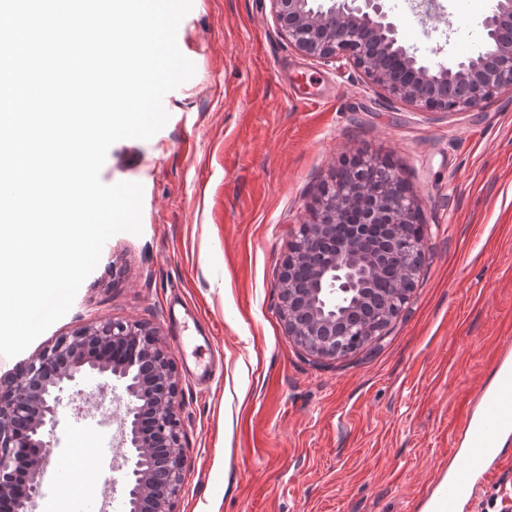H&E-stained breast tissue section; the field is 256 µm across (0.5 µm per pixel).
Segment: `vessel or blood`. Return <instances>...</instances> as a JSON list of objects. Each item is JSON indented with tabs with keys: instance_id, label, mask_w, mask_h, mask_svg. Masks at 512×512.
Here are the masks:
<instances>
[{
	"instance_id": "1",
	"label": "vessel or blood",
	"mask_w": 512,
	"mask_h": 512,
	"mask_svg": "<svg viewBox=\"0 0 512 512\" xmlns=\"http://www.w3.org/2000/svg\"><path fill=\"white\" fill-rule=\"evenodd\" d=\"M494 384L479 396L480 411L461 425L460 462L435 482L436 512H461L472 498L476 478L488 474L501 455L497 448L512 435V356L500 352L494 361Z\"/></svg>"
}]
</instances>
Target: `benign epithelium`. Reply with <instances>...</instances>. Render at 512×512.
Here are the masks:
<instances>
[{
	"instance_id": "7a95c632",
	"label": "benign epithelium",
	"mask_w": 512,
	"mask_h": 512,
	"mask_svg": "<svg viewBox=\"0 0 512 512\" xmlns=\"http://www.w3.org/2000/svg\"><path fill=\"white\" fill-rule=\"evenodd\" d=\"M278 30L305 56L346 63L389 98L422 112L455 114L512 93V0H495L482 49L454 63H426L405 44L384 0H272ZM351 181L324 187L280 263L278 311L295 342L319 358L352 348L350 336H381L408 303L425 242L416 201L387 162L360 152L343 163ZM344 225L336 235V225ZM398 246L393 294L372 289L382 236ZM308 277L302 278V269ZM105 377L126 399L119 432L124 512H177L188 465L174 410L178 381L157 332L136 322H87L0 376V512H36L52 463L51 437L67 406L79 412L80 383Z\"/></svg>"
}]
</instances>
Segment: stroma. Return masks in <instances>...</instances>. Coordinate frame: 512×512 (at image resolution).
I'll return each mask as SVG.
<instances>
[{"label":"stroma","mask_w":512,"mask_h":512,"mask_svg":"<svg viewBox=\"0 0 512 512\" xmlns=\"http://www.w3.org/2000/svg\"><path fill=\"white\" fill-rule=\"evenodd\" d=\"M431 62L475 51L493 0H436L447 21L387 0ZM177 45L194 76L150 140L113 144L102 182L142 184V232L103 247L70 310L0 376L76 326L156 328L176 366L184 474L177 512H422L461 445L458 421L512 340V94L453 115L390 100L353 68L303 56L270 0H193ZM388 160L421 209L427 251L401 314L370 347L321 359L278 313L280 262L343 156ZM213 363L199 382L192 356ZM114 425L63 410L53 456L112 448ZM462 512L499 490L512 512V440ZM96 466L44 486L37 512L108 491Z\"/></svg>","instance_id":"35a3bbf8"}]
</instances>
